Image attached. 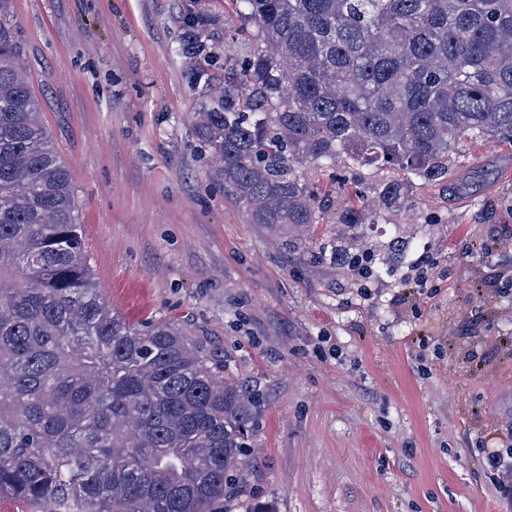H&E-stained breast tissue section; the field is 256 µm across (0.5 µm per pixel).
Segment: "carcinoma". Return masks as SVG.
Returning <instances> with one entry per match:
<instances>
[{
    "instance_id": "cac0c4a2",
    "label": "carcinoma",
    "mask_w": 512,
    "mask_h": 512,
    "mask_svg": "<svg viewBox=\"0 0 512 512\" xmlns=\"http://www.w3.org/2000/svg\"><path fill=\"white\" fill-rule=\"evenodd\" d=\"M0 0V501L37 512H218L244 497L258 394L172 321L139 328L87 263L74 188ZM180 0L192 127L254 224H317L336 181L448 179L465 140L512 142V0ZM337 223L415 209L406 181Z\"/></svg>"
}]
</instances>
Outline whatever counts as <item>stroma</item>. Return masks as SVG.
I'll use <instances>...</instances> for the list:
<instances>
[{
	"label": "stroma",
	"mask_w": 512,
	"mask_h": 512,
	"mask_svg": "<svg viewBox=\"0 0 512 512\" xmlns=\"http://www.w3.org/2000/svg\"><path fill=\"white\" fill-rule=\"evenodd\" d=\"M179 0H14L41 119L112 308L170 320L262 396L248 500L276 512H512V146L465 141L414 211L253 224L189 120ZM409 243L397 267L388 245ZM366 257L357 274L337 249ZM491 467L496 470L494 474L495 490L499 497L504 501L512 502V452L511 448L503 451H497L488 457Z\"/></svg>",
	"instance_id": "1"
}]
</instances>
